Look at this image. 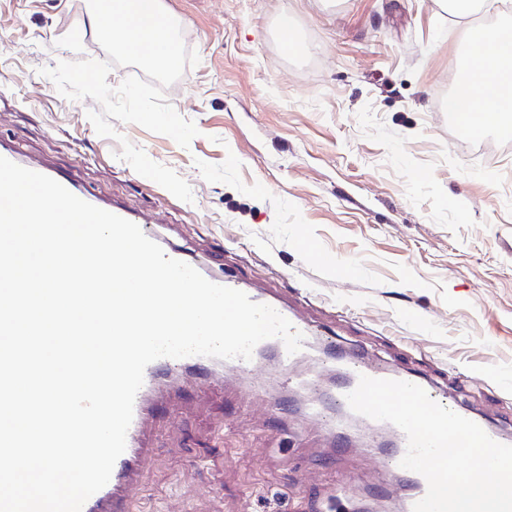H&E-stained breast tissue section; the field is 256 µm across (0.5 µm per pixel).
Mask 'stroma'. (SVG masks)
Here are the masks:
<instances>
[{
	"label": "stroma",
	"instance_id": "stroma-1",
	"mask_svg": "<svg viewBox=\"0 0 512 512\" xmlns=\"http://www.w3.org/2000/svg\"><path fill=\"white\" fill-rule=\"evenodd\" d=\"M198 57L165 88L199 130L189 147L122 122L120 136L188 182L175 198L116 159L117 139L40 75L107 55L88 0H0V144L157 224L165 245L239 271L344 346L437 381L460 406L512 427V144L495 154L448 123L473 21L448 0H163ZM289 19L300 40L282 49ZM360 267L340 280L314 253ZM264 368L172 389L143 427L148 512H394L396 472L356 439L334 451L335 408L272 409Z\"/></svg>",
	"mask_w": 512,
	"mask_h": 512
}]
</instances>
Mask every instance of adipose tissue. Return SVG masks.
<instances>
[{"instance_id": "obj_1", "label": "adipose tissue", "mask_w": 512, "mask_h": 512, "mask_svg": "<svg viewBox=\"0 0 512 512\" xmlns=\"http://www.w3.org/2000/svg\"><path fill=\"white\" fill-rule=\"evenodd\" d=\"M481 64L476 73L458 72L456 90L448 108L462 125L484 118L495 122L512 117V39L502 32L485 27L476 31L471 41Z\"/></svg>"}]
</instances>
